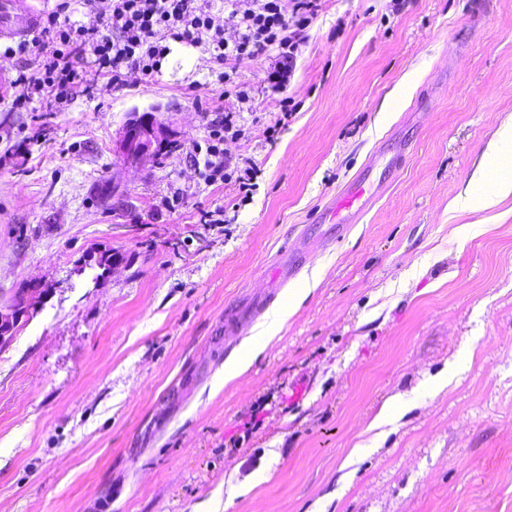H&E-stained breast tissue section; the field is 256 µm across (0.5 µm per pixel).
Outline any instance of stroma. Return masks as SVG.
<instances>
[{
	"instance_id": "obj_1",
	"label": "stroma",
	"mask_w": 512,
	"mask_h": 512,
	"mask_svg": "<svg viewBox=\"0 0 512 512\" xmlns=\"http://www.w3.org/2000/svg\"><path fill=\"white\" fill-rule=\"evenodd\" d=\"M169 47L152 77L90 67L56 103L0 64V307L49 289L0 349V512H512V198L450 208L512 122V0H320L282 89L275 52L233 61L245 104L207 41ZM219 109L243 131L225 153L256 170L246 197L194 162ZM136 113L174 148L128 166ZM366 166L362 219L311 223ZM300 241L305 264L272 280ZM108 248L110 271L86 264ZM309 277L225 379L265 316L229 332L225 313ZM313 288H303L300 293L289 298L288 302L270 311L259 325L256 336H252L243 346L240 355L224 366L225 379L231 380L248 370L253 359L261 353L281 331L288 318L294 313L301 298Z\"/></svg>"
}]
</instances>
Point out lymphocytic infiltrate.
<instances>
[{
  "instance_id": "1",
  "label": "lymphocytic infiltrate",
  "mask_w": 512,
  "mask_h": 512,
  "mask_svg": "<svg viewBox=\"0 0 512 512\" xmlns=\"http://www.w3.org/2000/svg\"><path fill=\"white\" fill-rule=\"evenodd\" d=\"M236 18L233 36H225L223 26L214 22L210 13L197 6L196 0H112V13L107 24L92 20L80 26L61 28V12L69 8L61 0L56 13L50 14L37 41V64L17 69L15 81L26 86L31 94L60 101L69 96L82 81L85 65L109 76L113 87L124 84V71L141 70L149 75L154 61L167 50L165 38L195 40L207 37L212 59L220 70L218 81L234 89L236 98L250 99L244 84L234 82L224 66L228 60L254 57L276 49L277 63L268 75L270 84L284 82L292 69L299 46L297 30L314 15L318 0H295V23H288L280 0H230ZM109 34H102V27ZM209 142L203 168L210 180L234 182L239 192L250 193V174L234 165L223 150L226 139L241 136L242 131L230 112L214 113L208 122Z\"/></svg>"
}]
</instances>
